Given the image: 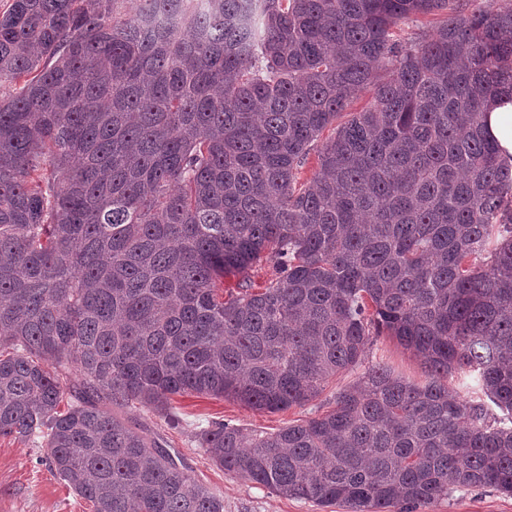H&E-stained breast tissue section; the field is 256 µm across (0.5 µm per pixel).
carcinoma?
I'll return each instance as SVG.
<instances>
[{
  "label": "carcinoma",
  "mask_w": 512,
  "mask_h": 512,
  "mask_svg": "<svg viewBox=\"0 0 512 512\" xmlns=\"http://www.w3.org/2000/svg\"><path fill=\"white\" fill-rule=\"evenodd\" d=\"M116 2L0 13V435L41 439L93 512H224L114 409L302 407L392 336L425 383L378 363L314 418L198 447L348 512L512 495V163L483 124L512 8Z\"/></svg>",
  "instance_id": "carcinoma-1"
}]
</instances>
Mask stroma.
Returning <instances> with one entry per match:
<instances>
[{
  "instance_id": "stroma-1",
  "label": "stroma",
  "mask_w": 512,
  "mask_h": 512,
  "mask_svg": "<svg viewBox=\"0 0 512 512\" xmlns=\"http://www.w3.org/2000/svg\"><path fill=\"white\" fill-rule=\"evenodd\" d=\"M378 362L387 364L407 380L420 383L426 379L421 358L390 337H379L366 351L365 365ZM358 375L355 369L343 372L330 382L327 393L314 402L279 412H257L227 399L184 395L172 400L180 418L176 428L140 407L124 409L123 414L132 425L147 429L171 454L179 455L197 483L223 497L224 512H344L340 507L325 509L308 501L279 496L224 472L198 448L194 434L214 421H224L247 432H274L288 422L325 410L331 393L353 384ZM46 457V449L32 440L0 436V512H93L91 503L49 469ZM418 512H512V496L490 488L461 489L448 499L419 508Z\"/></svg>"
}]
</instances>
